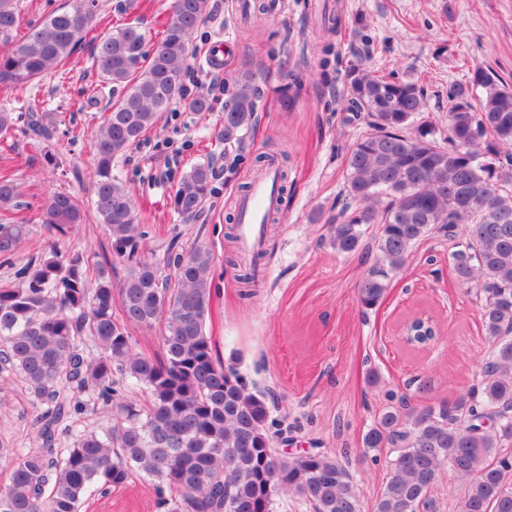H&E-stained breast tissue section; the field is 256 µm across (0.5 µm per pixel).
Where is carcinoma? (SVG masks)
<instances>
[{"label":"carcinoma","mask_w":512,"mask_h":512,"mask_svg":"<svg viewBox=\"0 0 512 512\" xmlns=\"http://www.w3.org/2000/svg\"><path fill=\"white\" fill-rule=\"evenodd\" d=\"M80 0L28 26L19 41V0H0V135L21 123L43 141L57 128L45 113L27 109L36 83L60 73L90 44L93 68L121 89L92 134L86 165L94 170L93 204L115 254L127 266L119 292L100 269L90 276L83 255L63 254L60 240L17 271L19 283L0 287V373L20 377L36 414L38 448H0L12 464L0 489V512H81L87 498L127 482L136 470L156 481L166 512H273L280 494L307 500L312 512H365L348 466L323 452L273 449L266 396L216 354L205 323L212 294L210 249L167 248L176 285L140 257L141 225L126 185L112 165L163 113L182 100L181 78L191 37L210 14L209 0H172L159 44L149 54L146 35L130 22L87 40L97 0ZM346 103L366 113L368 130L347 156L342 220L330 226L338 254L359 250L365 226L380 225V267L357 286L361 307L384 298L387 276L400 271L413 246L437 227L467 240L451 254L456 281L476 289L491 351L480 381L451 404L422 409L406 399L387 407L366 431L367 450L392 448L390 476L373 512H420L448 469L466 482L458 512H512V85L492 71L473 69L471 82L448 89L446 136L424 116V89L412 80L388 79L364 68L349 73ZM253 73L235 79L224 111V146L241 144L257 124ZM210 163L194 166L173 195L175 211L194 221L212 192ZM21 184L0 172V211L19 207ZM81 221L76 198L50 194L41 223L61 237ZM31 235L29 219L0 224V256L10 258ZM119 305L122 320L113 315ZM165 321V355L133 351L126 325ZM406 342L422 347L436 331L418 319ZM147 396L141 409L113 401L120 385ZM110 414L103 432H72L71 414ZM68 448L57 447L62 436Z\"/></svg>","instance_id":"cac0c4a2"}]
</instances>
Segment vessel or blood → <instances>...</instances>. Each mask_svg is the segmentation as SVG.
<instances>
[{
    "label": "vessel or blood",
    "instance_id": "obj_1",
    "mask_svg": "<svg viewBox=\"0 0 512 512\" xmlns=\"http://www.w3.org/2000/svg\"><path fill=\"white\" fill-rule=\"evenodd\" d=\"M280 205L276 163H269L264 177L254 182L250 190L237 201L236 219L245 247H252L261 236L262 226L271 212Z\"/></svg>",
    "mask_w": 512,
    "mask_h": 512
}]
</instances>
